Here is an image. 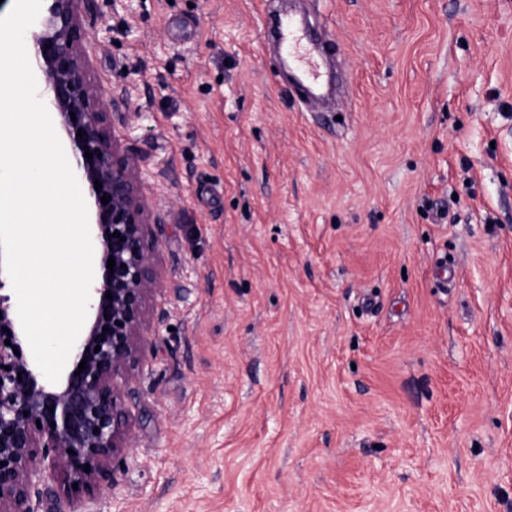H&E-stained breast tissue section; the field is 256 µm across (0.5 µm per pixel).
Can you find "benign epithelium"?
Here are the masks:
<instances>
[{"instance_id":"1","label":"benign epithelium","mask_w":512,"mask_h":512,"mask_svg":"<svg viewBox=\"0 0 512 512\" xmlns=\"http://www.w3.org/2000/svg\"><path fill=\"white\" fill-rule=\"evenodd\" d=\"M87 5L88 0H43L25 35L34 51L38 90L83 189L94 279L85 324L56 383L43 376L17 309L0 294V462H6L0 467V512H39L47 482L59 477L56 512H74L76 493L93 501L113 487L118 463L136 442L123 394L150 350L147 301L164 288L155 251L148 247L151 218L139 156L122 146L104 87L90 75ZM87 151L92 158L85 157ZM116 231L121 238L113 237ZM83 359L86 369L80 372Z\"/></svg>"}]
</instances>
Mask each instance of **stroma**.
Instances as JSON below:
<instances>
[{"label": "stroma", "instance_id": "35a3bbf8", "mask_svg": "<svg viewBox=\"0 0 512 512\" xmlns=\"http://www.w3.org/2000/svg\"><path fill=\"white\" fill-rule=\"evenodd\" d=\"M306 13L314 106L265 39ZM162 313L92 512H512V0H94Z\"/></svg>", "mask_w": 512, "mask_h": 512}]
</instances>
